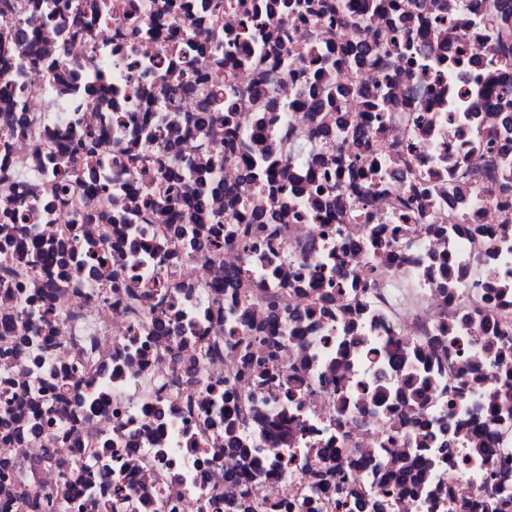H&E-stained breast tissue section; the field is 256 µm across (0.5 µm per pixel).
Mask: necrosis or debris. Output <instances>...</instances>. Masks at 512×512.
<instances>
[{
	"mask_svg": "<svg viewBox=\"0 0 512 512\" xmlns=\"http://www.w3.org/2000/svg\"><path fill=\"white\" fill-rule=\"evenodd\" d=\"M28 38L61 56L78 84L98 54L112 84L105 106L27 53L0 56V218L34 203L30 224L0 228V247L75 235L79 250L47 288L25 275L0 292L12 312L0 344V512H502L512 501V0H376L326 16L263 11L265 70L239 62L243 15L199 18L157 0H107L71 38L40 17ZM144 34L126 47L118 26ZM417 32L410 53L390 37ZM180 34L232 54L203 55L214 88L266 87L256 112H226L199 138L193 94L150 104L126 64L156 84L165 40ZM340 91L312 112L318 88ZM383 96L387 110L371 103ZM119 111L122 123L111 122ZM178 120L177 143L147 124ZM119 199L84 223L55 199L49 164L86 130ZM131 155L177 159L209 174L199 224L219 251L171 231L175 205L144 218L151 188L123 168ZM277 161L260 185L246 161ZM224 162L211 171L214 159ZM256 230L243 250L240 233ZM111 288L80 271L84 258ZM138 280L136 299L128 286ZM161 316L165 327L152 325ZM283 424L287 443L262 422ZM236 432L241 450L226 446Z\"/></svg>",
	"mask_w": 512,
	"mask_h": 512,
	"instance_id": "4bbe7bcc",
	"label": "necrosis or debris"
}]
</instances>
